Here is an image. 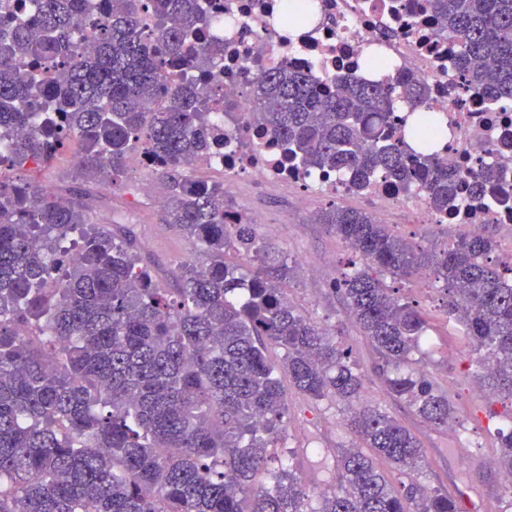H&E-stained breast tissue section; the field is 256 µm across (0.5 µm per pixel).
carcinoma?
Masks as SVG:
<instances>
[{"mask_svg": "<svg viewBox=\"0 0 512 512\" xmlns=\"http://www.w3.org/2000/svg\"><path fill=\"white\" fill-rule=\"evenodd\" d=\"M17 2L24 20L0 21V127L26 135L4 143L0 167L45 166L74 144L84 189L59 201L0 174V512H462L445 488L385 477L379 460L402 474L426 465L416 433L363 404L352 347L290 301L293 270L250 221L226 223L224 183L192 175L216 138L210 100L190 79L168 84L165 70L224 54L201 37L209 0H100L91 12L87 0ZM431 7L438 31L461 46L469 85L512 105V0ZM251 95L248 122L287 163L348 170L359 188L416 181L439 213L464 183L496 195L494 170L474 176L441 158L446 129L421 83L327 90L282 65L261 72ZM395 96L409 109L410 154L386 132ZM139 151L162 180L166 223L189 244L176 288L153 279L101 192L122 188ZM95 206L110 215L92 228ZM314 221L354 253L335 293L392 399L435 427L454 413L414 357L428 314L392 287L422 270L443 283L448 320L483 352L475 366L512 397V267L492 257L490 228L438 251L354 208L330 204ZM230 250L246 264L227 263ZM285 379L316 406L348 405L358 439L336 449L316 508L275 452L288 423ZM499 457L512 472V427Z\"/></svg>", "mask_w": 512, "mask_h": 512, "instance_id": "obj_1", "label": "carcinoma"}]
</instances>
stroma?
Wrapping results in <instances>:
<instances>
[{"label": "stroma", "instance_id": "35a3bbf8", "mask_svg": "<svg viewBox=\"0 0 512 512\" xmlns=\"http://www.w3.org/2000/svg\"><path fill=\"white\" fill-rule=\"evenodd\" d=\"M152 173L129 162L125 187L118 191L113 205L134 224L143 255L150 261L154 277L167 288L176 287L175 263L183 259L188 245L175 225L165 223L164 210L142 195L139 186L152 180ZM294 189L243 184L230 192L232 206L244 218L262 211L265 221L255 231L280 254L286 256L294 274L287 283L288 294L307 315L330 333L341 334L353 347V355L365 376V399L380 405L390 415L419 436L428 462L420 474L422 483L448 490L463 489L468 479L483 476L477 489L466 490L465 512H503L505 502L504 470L497 464L498 432L512 425V397L486 394L475 371L469 366L473 354L459 328L447 321L442 308L445 292L434 278L415 280L409 295L431 317L430 345L424 350L423 366L437 384L448 392L456 406V415L447 427L436 429L414 417L402 403L390 399L380 379L373 372L375 355L351 324L340 296L332 291L333 281L352 258V250L324 225L314 223L313 214L322 199L305 207L294 202ZM393 231L423 247H443L458 237V230L443 224L424 226L414 216L398 207L390 214ZM315 262V274L303 277L296 267L302 260ZM288 425L278 443L280 456L301 447H352L355 437L345 426L341 405L323 403L315 406L294 391H287Z\"/></svg>", "mask_w": 512, "mask_h": 512}]
</instances>
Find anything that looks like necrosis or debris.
Here are the masks:
<instances>
[{
    "instance_id": "4bbe7bcc",
    "label": "necrosis or debris",
    "mask_w": 512,
    "mask_h": 512,
    "mask_svg": "<svg viewBox=\"0 0 512 512\" xmlns=\"http://www.w3.org/2000/svg\"><path fill=\"white\" fill-rule=\"evenodd\" d=\"M308 22L283 25L284 0H210L208 40L223 43L224 54L210 65L202 84L215 99L211 119L224 129V148L209 152L202 168L223 175L227 184L240 179L285 182L298 187L297 202L322 196L375 199L380 223H388L393 207L411 211L421 224H449L474 234L496 225L502 253L512 262V106L496 105L474 92L458 69L461 48L436 33L431 0H309ZM377 52L386 67L379 80L424 83L429 103L441 110L450 138L442 155L450 166L477 170L495 167L503 193L491 200H463L446 214L431 210L420 185L410 188L376 182L353 188L347 175L304 172L280 165L279 149L245 119L253 102L251 84L260 68L281 63L309 75L323 88L343 81H366L367 51ZM234 102L240 117H224L225 102Z\"/></svg>"
}]
</instances>
